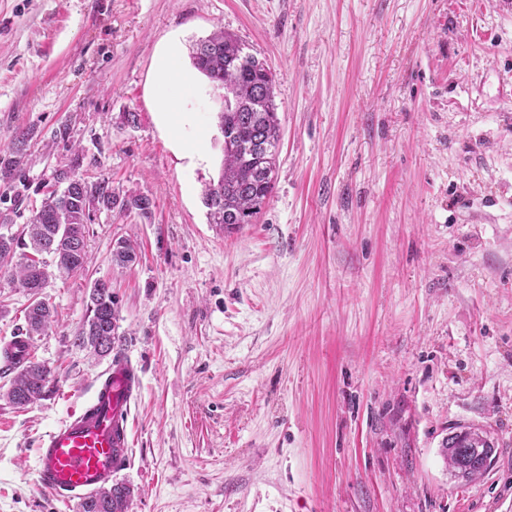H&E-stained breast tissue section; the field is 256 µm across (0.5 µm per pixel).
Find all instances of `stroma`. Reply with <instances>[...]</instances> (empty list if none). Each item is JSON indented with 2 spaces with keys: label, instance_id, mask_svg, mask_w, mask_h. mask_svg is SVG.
<instances>
[{
  "label": "stroma",
  "instance_id": "obj_1",
  "mask_svg": "<svg viewBox=\"0 0 512 512\" xmlns=\"http://www.w3.org/2000/svg\"><path fill=\"white\" fill-rule=\"evenodd\" d=\"M220 27L269 64L281 124L272 196L232 232L202 203L223 89L191 97L194 168L154 112L160 47L188 67ZM20 127L31 186L77 145L155 206L99 214L86 271L44 288L49 395L13 407L0 367V512H80L36 453L109 364L74 342L99 280L142 379L126 512H512V0H0V150ZM29 303L0 279V348ZM462 426L497 448L470 483L442 454Z\"/></svg>",
  "mask_w": 512,
  "mask_h": 512
}]
</instances>
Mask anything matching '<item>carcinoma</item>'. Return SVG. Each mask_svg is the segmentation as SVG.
Here are the masks:
<instances>
[{"label":"carcinoma","mask_w":512,"mask_h":512,"mask_svg":"<svg viewBox=\"0 0 512 512\" xmlns=\"http://www.w3.org/2000/svg\"><path fill=\"white\" fill-rule=\"evenodd\" d=\"M192 48L194 67L224 89V111L218 124L231 136L233 148L224 149L223 168L218 181L209 183L202 201L209 223L226 230L252 224L265 208L275 187L280 125L276 112L274 79L269 65L247 52L235 35L219 29ZM34 132L19 129L11 146L0 153V181L13 190V200L26 197L24 168L29 142ZM83 154L73 150L53 171L44 185L40 207L32 212L21 234L0 233V277L21 288L32 302L19 335L40 336L53 323L54 309L40 299L43 288L56 273H80L88 260L87 225L92 214L115 209L149 218L153 199L143 193H123L112 181L96 180L82 174ZM136 260L131 243L122 241L112 251V262L125 267ZM117 307L112 285L97 281L89 293L86 317L74 343L89 348L99 357L112 353L116 342ZM14 376L6 393L8 402L25 407L47 392L50 371L31 360L12 368ZM448 469L463 480H475L479 472H469L459 449L443 448ZM130 488L102 487L81 502V512H125Z\"/></svg>","instance_id":"carcinoma-1"}]
</instances>
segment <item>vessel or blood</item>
Instances as JSON below:
<instances>
[{"label":"vessel or blood","mask_w":512,"mask_h":512,"mask_svg":"<svg viewBox=\"0 0 512 512\" xmlns=\"http://www.w3.org/2000/svg\"><path fill=\"white\" fill-rule=\"evenodd\" d=\"M140 387L133 364L114 356L91 406L72 413L41 437L38 486L67 502L97 491L123 469L129 459L131 404Z\"/></svg>","instance_id":"obj_1"}]
</instances>
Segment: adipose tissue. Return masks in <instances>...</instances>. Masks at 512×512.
<instances>
[{
    "instance_id": "1",
    "label": "adipose tissue",
    "mask_w": 512,
    "mask_h": 512,
    "mask_svg": "<svg viewBox=\"0 0 512 512\" xmlns=\"http://www.w3.org/2000/svg\"><path fill=\"white\" fill-rule=\"evenodd\" d=\"M179 52L180 45L173 39L157 59L154 79L160 92L156 114L160 126L169 133L174 149L195 163L201 160L202 153L187 97L196 89L197 81L192 71L178 67Z\"/></svg>"
}]
</instances>
